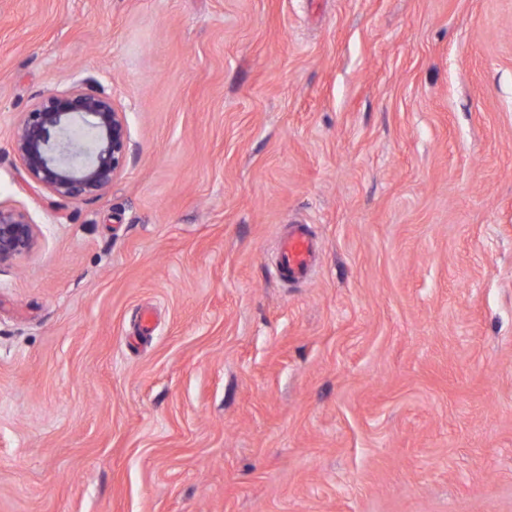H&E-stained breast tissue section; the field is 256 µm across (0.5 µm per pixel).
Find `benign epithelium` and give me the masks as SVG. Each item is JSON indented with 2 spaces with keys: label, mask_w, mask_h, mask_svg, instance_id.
<instances>
[{
  "label": "benign epithelium",
  "mask_w": 512,
  "mask_h": 512,
  "mask_svg": "<svg viewBox=\"0 0 512 512\" xmlns=\"http://www.w3.org/2000/svg\"><path fill=\"white\" fill-rule=\"evenodd\" d=\"M86 137L81 151L77 135ZM26 177L65 199L97 196L123 170L130 149L127 122L112 97L91 81L50 91L27 113L14 135ZM35 227L22 210L0 206V266L28 255Z\"/></svg>",
  "instance_id": "7a95c632"
}]
</instances>
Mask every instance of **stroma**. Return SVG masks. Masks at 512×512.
<instances>
[{
    "label": "stroma",
    "mask_w": 512,
    "mask_h": 512,
    "mask_svg": "<svg viewBox=\"0 0 512 512\" xmlns=\"http://www.w3.org/2000/svg\"><path fill=\"white\" fill-rule=\"evenodd\" d=\"M82 80L130 152L61 199ZM0 205V512H512V0H0ZM78 134L86 137L80 152L73 148ZM13 140L26 177L65 199L105 191L130 149L124 112L91 81L45 94L25 113ZM34 226L22 210L0 205V266L11 264L33 250ZM316 241L306 224H293L278 241V275L288 281H298L311 271Z\"/></svg>",
    "instance_id": "35a3bbf8"
}]
</instances>
